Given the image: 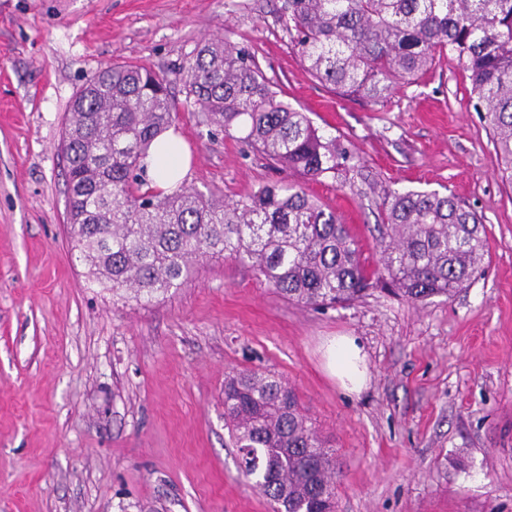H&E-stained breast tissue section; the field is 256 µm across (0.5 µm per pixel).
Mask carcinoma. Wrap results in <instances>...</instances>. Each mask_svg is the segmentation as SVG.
<instances>
[{
	"label": "carcinoma",
	"mask_w": 512,
	"mask_h": 512,
	"mask_svg": "<svg viewBox=\"0 0 512 512\" xmlns=\"http://www.w3.org/2000/svg\"><path fill=\"white\" fill-rule=\"evenodd\" d=\"M282 17L309 73L346 95L387 99L437 56L457 55L512 170V0H283ZM181 72L206 122L241 134L283 170L318 180L353 159L279 99L277 83L238 44L203 41ZM170 84L144 65H107L70 103L69 234L89 283L150 300L181 287L194 261L224 256L305 306L350 303L374 277L416 303L469 287L489 257L486 225L452 195L378 194L364 180L384 219L370 270L347 225L298 182L263 183L230 201L144 187L141 158L175 119ZM224 419L243 476L280 512H334L335 450L287 382L253 370L225 377Z\"/></svg>",
	"instance_id": "carcinoma-1"
}]
</instances>
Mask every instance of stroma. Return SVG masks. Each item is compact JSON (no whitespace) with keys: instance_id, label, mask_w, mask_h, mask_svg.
<instances>
[{"instance_id":"stroma-1","label":"stroma","mask_w":512,"mask_h":512,"mask_svg":"<svg viewBox=\"0 0 512 512\" xmlns=\"http://www.w3.org/2000/svg\"><path fill=\"white\" fill-rule=\"evenodd\" d=\"M283 0H0V512H272L224 424V378L293 387L336 451V512H512V185L456 55L390 99L313 78ZM255 51L282 98L355 154L307 182L375 267L361 175L451 194L482 216L489 258L469 288L412 303L373 289L345 306L288 302L233 259L201 260L146 301L87 285L71 250L70 101L101 67L165 73L184 187L237 200L282 179L242 140L209 132L178 70L202 40ZM336 336L368 364L360 391L326 368Z\"/></svg>"}]
</instances>
